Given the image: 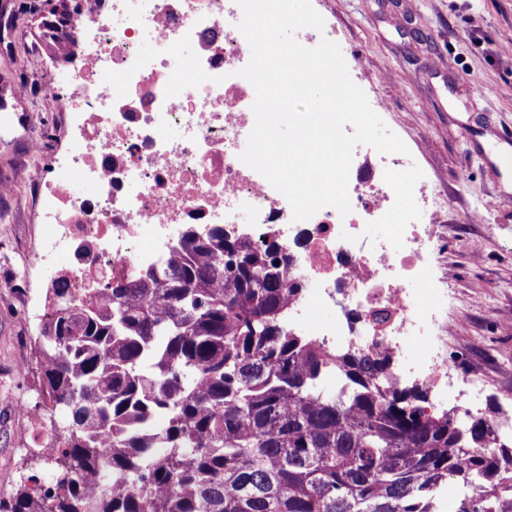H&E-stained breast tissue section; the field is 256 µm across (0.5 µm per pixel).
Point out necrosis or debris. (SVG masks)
Returning a JSON list of instances; mask_svg holds the SVG:
<instances>
[{
  "label": "necrosis or debris",
  "instance_id": "4bbe7bcc",
  "mask_svg": "<svg viewBox=\"0 0 512 512\" xmlns=\"http://www.w3.org/2000/svg\"><path fill=\"white\" fill-rule=\"evenodd\" d=\"M241 18L236 0H112L109 12L74 21L70 92L42 86L69 140L40 199L37 264L81 292L164 265L189 224L236 227L257 245L272 233L292 257L300 292L288 317L306 335L389 355L394 382L447 391L448 349L432 333L427 295L435 227L421 220L440 188L403 203L395 174L409 156L357 150L351 213L328 206L293 220L287 199L239 158L255 124V90L238 75L251 57ZM185 36L210 79L169 98L168 49ZM77 184L91 194L74 193Z\"/></svg>",
  "mask_w": 512,
  "mask_h": 512
}]
</instances>
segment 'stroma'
Listing matches in <instances>:
<instances>
[{
	"label": "stroma",
	"instance_id": "obj_1",
	"mask_svg": "<svg viewBox=\"0 0 512 512\" xmlns=\"http://www.w3.org/2000/svg\"><path fill=\"white\" fill-rule=\"evenodd\" d=\"M56 0H0V90L44 77L68 87L70 64L39 39ZM336 23L344 57L359 63L383 103V120L418 162L400 173L401 200L416 176L445 190L436 218L447 232L436 245L435 288L447 289L448 357L460 379L481 370L487 382L480 415L512 417V170L494 156L512 155V0H321ZM496 46L497 56L487 54ZM23 122L0 112V181L47 179L66 136L55 100L30 92ZM40 140L32 154L28 143ZM40 244L35 200L0 193V494L21 476L41 474L42 447L22 402L41 391L37 338L46 322L38 280L21 271Z\"/></svg>",
	"mask_w": 512,
	"mask_h": 512
}]
</instances>
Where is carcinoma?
Segmentation results:
<instances>
[{
	"instance_id": "obj_1",
	"label": "carcinoma",
	"mask_w": 512,
	"mask_h": 512,
	"mask_svg": "<svg viewBox=\"0 0 512 512\" xmlns=\"http://www.w3.org/2000/svg\"><path fill=\"white\" fill-rule=\"evenodd\" d=\"M167 264L78 300L61 279L39 336L52 472L0 512H512V446L485 417L430 414L392 360L288 328L276 239L184 231ZM340 386L320 387L328 369Z\"/></svg>"
}]
</instances>
